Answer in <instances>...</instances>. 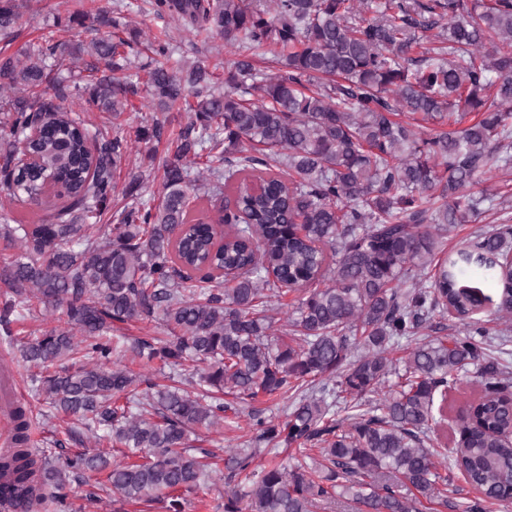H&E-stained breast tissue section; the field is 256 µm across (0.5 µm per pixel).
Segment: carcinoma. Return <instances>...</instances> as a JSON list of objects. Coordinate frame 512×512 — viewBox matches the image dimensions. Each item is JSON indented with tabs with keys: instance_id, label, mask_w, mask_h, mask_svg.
<instances>
[{
	"instance_id": "1",
	"label": "carcinoma",
	"mask_w": 512,
	"mask_h": 512,
	"mask_svg": "<svg viewBox=\"0 0 512 512\" xmlns=\"http://www.w3.org/2000/svg\"><path fill=\"white\" fill-rule=\"evenodd\" d=\"M31 9L32 0H0L4 47ZM153 11L197 36L267 48L277 69L266 74L244 56L220 73L199 60L183 76L169 44L156 42L146 94L162 111L193 96L195 121L177 139L162 195L142 199L136 177L125 189L132 203L101 224L136 89L94 64L82 85L54 83L51 36L0 50V81L18 92L0 142V240L17 250L0 268V323L40 305L64 308L63 324L20 344L39 369L34 395L78 417L68 439L102 432L139 457L112 466L100 452L40 451L19 401L0 451V505L68 512L66 485L107 469L113 512L161 499L182 512L210 473L187 432L226 419L213 393L245 402L301 387L284 422L250 414L256 440L294 445L301 460L260 467L257 448L228 454L224 479L251 484L246 507L233 495L224 512H313L342 498L365 512H419L423 498L448 503L456 471L480 492L462 512L512 502V394L474 318L492 301L489 278L498 319L512 321V225L443 248L455 225L479 216L474 179L512 161V0H153ZM431 31L448 48L416 51ZM127 46L109 34L68 55L84 51L116 72ZM73 92L112 115L115 135L91 132L66 109ZM464 112L477 120L461 126ZM430 122L452 129L417 132ZM23 144L32 162L18 166ZM183 159L203 167L206 182ZM22 199L43 209L38 223L10 216L5 204ZM290 292L289 340L275 343L268 303ZM158 314L169 338H136L130 349L172 368L205 365L193 395L156 389L102 340L115 323ZM436 315L464 335L417 342L396 365L391 341L420 335ZM471 372L482 391L468 402L460 442L429 447ZM379 392L369 411L336 418L339 399L359 407Z\"/></svg>"
}]
</instances>
